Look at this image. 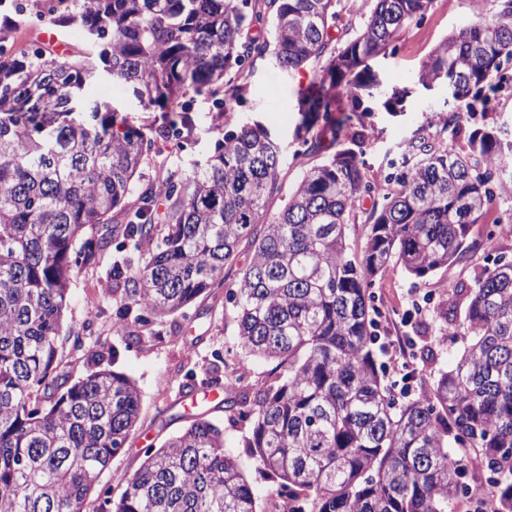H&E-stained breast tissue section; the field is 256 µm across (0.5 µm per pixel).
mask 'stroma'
I'll list each match as a JSON object with an SVG mask.
<instances>
[{"label":"stroma","mask_w":512,"mask_h":512,"mask_svg":"<svg viewBox=\"0 0 512 512\" xmlns=\"http://www.w3.org/2000/svg\"><path fill=\"white\" fill-rule=\"evenodd\" d=\"M492 0H432L422 22L411 23L401 34L395 51L378 56L369 66L384 88L397 87L406 96L397 111H388L383 98L370 102L372 111L365 118L367 134L364 159L365 174L374 182L384 181L392 159L401 157L415 137L425 136L442 146L457 150L466 145L467 135L475 126L466 117L457 135L441 132L437 120L452 110L448 89L440 85L425 89L418 81V71L435 47L460 29L474 24L489 13ZM323 74L320 63L313 62L299 70L279 69L269 58L245 67L236 79L240 95L233 101L229 121H221L212 98L193 93L183 97L180 118L190 135L182 141L157 140L154 149L140 166L136 187L161 184L168 171L192 175L213 155L225 132L241 127H262L280 149L279 190L269 200L264 222H271L282 211L304 173L333 154L332 149L309 150L303 141V114L299 102L308 86ZM97 102L109 103L119 123L154 134L167 114L161 106H144L131 87L110 78L87 85L82 94V110ZM487 264L483 250L471 252L467 260L440 270L421 282L410 278L401 266L393 264L373 291L381 310L395 311L392 319L381 320L378 333L389 338L408 336L415 342L416 355L409 361L425 382H432L438 372L450 366L460 343L451 341L440 315V307L456 286L470 282ZM106 273L84 269L76 273L64 314L66 339L60 353L64 363L72 364L81 375L108 368L129 377L142 396L140 426L126 448L116 455L109 471L101 478L102 486L120 493L125 480L138 468L145 449L159 447L184 425L188 373L205 377L215 371H237L252 389L270 381L272 363L242 359L235 344V308L226 300L225 288L215 296L201 297L183 312L140 321L138 309H131V335L112 331V317L121 307L120 292L106 290ZM81 334L84 347L72 352L70 334ZM206 417L224 428V450L238 458L259 498H267L273 484L257 472L240 441L250 431L248 422L230 417L212 405L201 408Z\"/></svg>","instance_id":"35a3bbf8"}]
</instances>
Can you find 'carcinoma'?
Masks as SVG:
<instances>
[{
	"mask_svg": "<svg viewBox=\"0 0 512 512\" xmlns=\"http://www.w3.org/2000/svg\"><path fill=\"white\" fill-rule=\"evenodd\" d=\"M431 2L375 0L361 30L334 46L335 0H57L55 24L82 31L86 51L0 41L3 512H448L470 486L469 474L454 473L462 455L495 489L488 512H512V260L500 256L461 285L465 326L446 301L442 318L463 348L433 385L413 369L391 380L376 359L375 279L393 261L425 280L466 259L473 226L512 189V140L493 127L472 130L460 151L415 138L382 190L364 174V131L342 136L371 111L361 92L380 88L368 61ZM7 11L18 28L26 8L11 0ZM268 22L271 38L249 36ZM266 55L288 70L326 59L301 111L341 146L279 216L254 232L279 187V147L261 128L225 133L189 177L168 173L163 214L152 186L125 205L152 142L116 126L107 104L77 112L85 85L104 72L173 114L190 91L229 112L238 88L225 76ZM509 64L512 0H496L438 44L418 80L449 78L467 113H485ZM365 197L373 205L355 251L347 230ZM114 237L141 254L136 270L112 256ZM245 238L251 258L226 298L237 346L277 362L275 377L252 396L233 374L201 385L219 392L217 408L251 422L242 444L275 484L268 510L224 451V429L201 415L146 449L112 497L100 481L137 430L141 395L121 373L75 377L63 366L74 273L106 266L122 287L113 326L123 332L133 307L161 318L212 295Z\"/></svg>",
	"mask_w": 512,
	"mask_h": 512,
	"instance_id": "obj_1",
	"label": "carcinoma"
}]
</instances>
